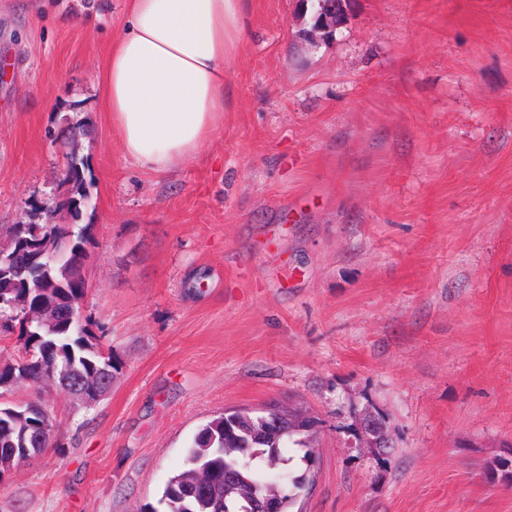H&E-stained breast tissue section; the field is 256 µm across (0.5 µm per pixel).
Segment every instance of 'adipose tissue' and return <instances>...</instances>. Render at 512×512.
I'll list each match as a JSON object with an SVG mask.
<instances>
[{
  "label": "adipose tissue",
  "mask_w": 512,
  "mask_h": 512,
  "mask_svg": "<svg viewBox=\"0 0 512 512\" xmlns=\"http://www.w3.org/2000/svg\"><path fill=\"white\" fill-rule=\"evenodd\" d=\"M243 0H129L100 77L124 153L164 174L199 156L224 117L225 64L243 43Z\"/></svg>",
  "instance_id": "1"
}]
</instances>
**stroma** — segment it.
<instances>
[{
    "label": "stroma",
    "instance_id": "1",
    "mask_svg": "<svg viewBox=\"0 0 512 512\" xmlns=\"http://www.w3.org/2000/svg\"><path fill=\"white\" fill-rule=\"evenodd\" d=\"M127 0H0V245L53 205L65 120L94 182L83 314L122 362L0 512L157 505L195 434L277 404L316 420L301 512H512V0H351L311 44L297 0H246L224 122L156 175L99 76ZM383 417L386 454L361 447ZM358 426L366 435L368 448L376 450L379 454L383 452L382 448H390L389 440L388 444L384 442L383 445L379 447V443H381L382 440L388 439V434L385 422L380 420L375 413L362 414L359 418Z\"/></svg>",
    "mask_w": 512,
    "mask_h": 512
}]
</instances>
